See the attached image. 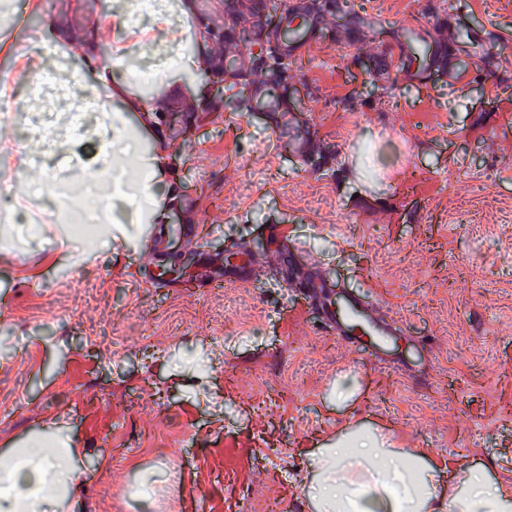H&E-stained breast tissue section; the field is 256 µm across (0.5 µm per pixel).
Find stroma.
I'll list each match as a JSON object with an SVG mask.
<instances>
[{"label":"stroma","mask_w":512,"mask_h":512,"mask_svg":"<svg viewBox=\"0 0 512 512\" xmlns=\"http://www.w3.org/2000/svg\"><path fill=\"white\" fill-rule=\"evenodd\" d=\"M226 2L196 0L194 18L125 0H0V75L18 98L27 76L47 72L66 93L93 94L98 67L70 44L96 32L112 48L110 78L126 81L111 111L136 141L110 163L125 192L108 197L116 233L92 251L64 214L85 210L96 176L62 177L83 193L61 211L42 191L60 157L12 174L14 189L41 192L59 242L12 213V250L0 251V459L55 426L79 449L81 512H311L321 448L355 429L512 483V0H464L458 15L448 0H327L283 92L298 130L314 134L303 159L274 144L266 112L235 90L223 111L197 109L217 51L197 25ZM362 19L373 34L344 51ZM52 23L67 40L15 64L25 32ZM410 25L428 54L381 71ZM145 84L177 102L173 125L130 109ZM146 153L164 170L149 208L131 191ZM274 225L299 246L297 265L315 260L319 276L400 324L395 351L412 369L328 334L316 307L281 288L278 267L247 286L205 284L206 254L271 253ZM154 247L167 256L163 288L144 284Z\"/></svg>","instance_id":"1"}]
</instances>
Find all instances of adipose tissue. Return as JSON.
Returning a JSON list of instances; mask_svg holds the SVG:
<instances>
[{
    "label": "adipose tissue",
    "instance_id": "obj_1",
    "mask_svg": "<svg viewBox=\"0 0 512 512\" xmlns=\"http://www.w3.org/2000/svg\"><path fill=\"white\" fill-rule=\"evenodd\" d=\"M317 463L307 487L314 512H512V485L483 469L463 467L451 485L423 452L399 455L370 434L325 449ZM83 476L73 448L34 439L0 460V512H75L70 492Z\"/></svg>",
    "mask_w": 512,
    "mask_h": 512
}]
</instances>
